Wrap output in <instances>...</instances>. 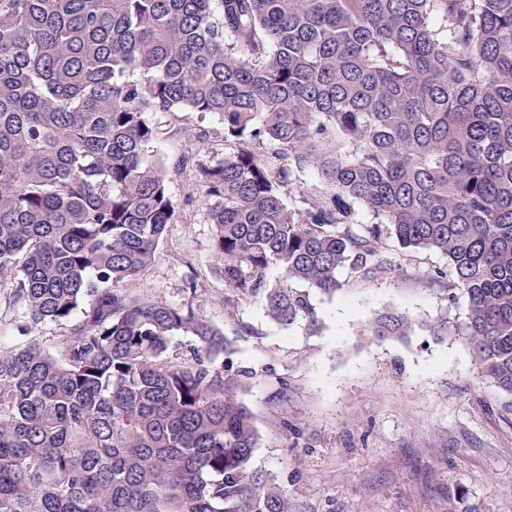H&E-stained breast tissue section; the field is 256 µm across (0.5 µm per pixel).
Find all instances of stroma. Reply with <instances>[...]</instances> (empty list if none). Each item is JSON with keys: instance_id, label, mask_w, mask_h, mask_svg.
<instances>
[{"instance_id": "obj_1", "label": "stroma", "mask_w": 512, "mask_h": 512, "mask_svg": "<svg viewBox=\"0 0 512 512\" xmlns=\"http://www.w3.org/2000/svg\"><path fill=\"white\" fill-rule=\"evenodd\" d=\"M152 119L180 218L146 272L121 289L174 307L194 303L232 341L235 366L254 372L239 394L260 435L253 465L271 474L295 512H512V394L474 376L463 337L430 333L435 322L453 327L466 314L464 298L452 302L433 288L447 258L385 240L381 272L341 269L343 291L314 296L315 328L282 327L266 317L262 296H235L213 273L204 187L181 160L223 157L222 123L195 112ZM12 293L0 279V345L33 339L60 353L64 327L16 335L25 311ZM387 312L412 321V332L371 341L366 326Z\"/></svg>"}]
</instances>
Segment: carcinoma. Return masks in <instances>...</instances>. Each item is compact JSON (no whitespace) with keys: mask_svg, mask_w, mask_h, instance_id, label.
<instances>
[{"mask_svg":"<svg viewBox=\"0 0 512 512\" xmlns=\"http://www.w3.org/2000/svg\"><path fill=\"white\" fill-rule=\"evenodd\" d=\"M153 112L234 145L193 161L232 293L310 328L382 241L439 252L473 371L512 393V0H0V279L18 335L68 330L0 346V512H292L224 334L118 289L178 218ZM310 168L330 192L289 206ZM13 288V283L9 279H0V345L22 346L31 340H36L50 353L59 354L62 341L68 335L64 326L46 323L33 329L30 336L15 335L14 325L17 321L24 320L25 311L11 303Z\"/></svg>","mask_w":512,"mask_h":512,"instance_id":"cac0c4a2","label":"carcinoma"}]
</instances>
